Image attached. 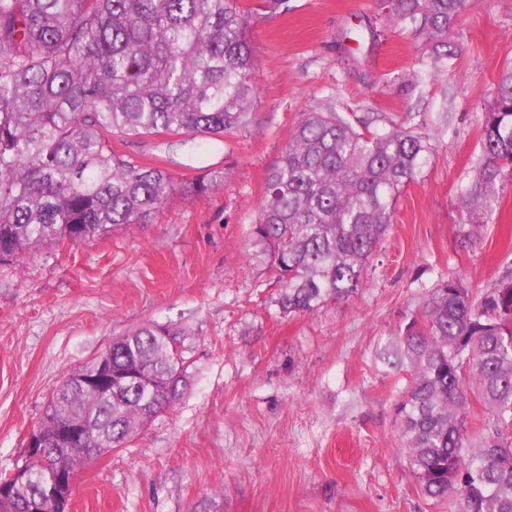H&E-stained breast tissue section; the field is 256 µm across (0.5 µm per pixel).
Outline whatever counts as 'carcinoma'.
<instances>
[{"instance_id": "obj_1", "label": "carcinoma", "mask_w": 512, "mask_h": 512, "mask_svg": "<svg viewBox=\"0 0 512 512\" xmlns=\"http://www.w3.org/2000/svg\"><path fill=\"white\" fill-rule=\"evenodd\" d=\"M434 65L469 0H386ZM252 9L238 0H0V262L144 224L176 184L112 152V138H218L254 102ZM485 162L465 197L488 221L512 177V69L482 113ZM429 138L362 131L336 112L303 114L278 163L246 253L275 272L277 303L308 314L363 287L400 189ZM184 333L145 324L112 341V394L69 373L39 430L46 444L0 476V512H67L78 467L122 447L187 388ZM411 378L397 406L421 495L448 512H512V271L475 300L450 275L427 291L397 342ZM84 419L77 438L61 435Z\"/></svg>"}]
</instances>
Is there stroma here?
<instances>
[{"label":"stroma","mask_w":512,"mask_h":512,"mask_svg":"<svg viewBox=\"0 0 512 512\" xmlns=\"http://www.w3.org/2000/svg\"><path fill=\"white\" fill-rule=\"evenodd\" d=\"M252 8L257 90L245 131L113 139L176 191L147 224L0 264V473L64 377L141 325L185 331L189 387L124 445L82 465L70 512H437L418 491L395 408L410 379L382 359L440 278L485 292L512 269V184L492 220L462 196L481 117L512 62V0H470L435 68L381 0ZM429 136L358 294L283 314L245 263L266 178L303 113ZM210 184L198 194L189 185Z\"/></svg>","instance_id":"stroma-1"}]
</instances>
